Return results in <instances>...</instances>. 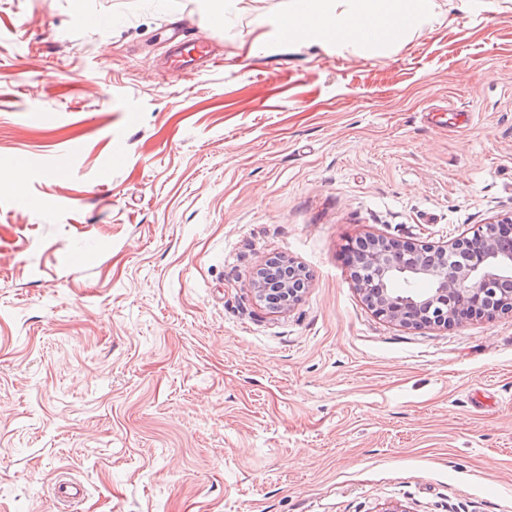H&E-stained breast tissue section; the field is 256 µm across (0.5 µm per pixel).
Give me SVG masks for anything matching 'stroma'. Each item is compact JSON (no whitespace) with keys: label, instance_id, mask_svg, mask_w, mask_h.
<instances>
[{"label":"stroma","instance_id":"obj_1","mask_svg":"<svg viewBox=\"0 0 512 512\" xmlns=\"http://www.w3.org/2000/svg\"><path fill=\"white\" fill-rule=\"evenodd\" d=\"M291 6L0 0V512L63 472L77 512H512V313L400 327L346 259L512 213V0L353 42ZM175 28L218 65L166 79ZM283 267L288 269V280L281 278L278 274H275L272 270L267 279H263L262 276H257L256 272L253 275L251 286L254 291L257 293L258 297L263 299L266 298V295L269 293L270 286L275 285V289H279L281 293L285 296H289L288 306H290L295 300L291 299V294H294V291H297L293 287V282L300 281V283H305L307 285L308 281L305 277L304 271L293 264L283 265Z\"/></svg>","mask_w":512,"mask_h":512}]
</instances>
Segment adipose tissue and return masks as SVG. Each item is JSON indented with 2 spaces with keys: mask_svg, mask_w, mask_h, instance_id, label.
I'll use <instances>...</instances> for the list:
<instances>
[{
  "mask_svg": "<svg viewBox=\"0 0 512 512\" xmlns=\"http://www.w3.org/2000/svg\"><path fill=\"white\" fill-rule=\"evenodd\" d=\"M350 10L339 12L335 0H295L288 18L291 34L304 30L309 17L321 19L327 34L349 40L365 35L393 37L414 23L427 0H349Z\"/></svg>",
  "mask_w": 512,
  "mask_h": 512,
  "instance_id": "obj_1",
  "label": "adipose tissue"
}]
</instances>
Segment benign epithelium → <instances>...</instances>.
<instances>
[{"mask_svg": "<svg viewBox=\"0 0 512 512\" xmlns=\"http://www.w3.org/2000/svg\"><path fill=\"white\" fill-rule=\"evenodd\" d=\"M512 215L479 226L470 236L446 245L414 247L373 236L358 256L369 275L355 288L376 315L403 327L457 325L476 315L512 313ZM398 273L409 289L399 291L390 280ZM307 282L304 271L288 265V278L275 273L253 276L251 286L266 298L270 286L289 296L293 282Z\"/></svg>", "mask_w": 512, "mask_h": 512, "instance_id": "obj_1", "label": "benign epithelium"}]
</instances>
